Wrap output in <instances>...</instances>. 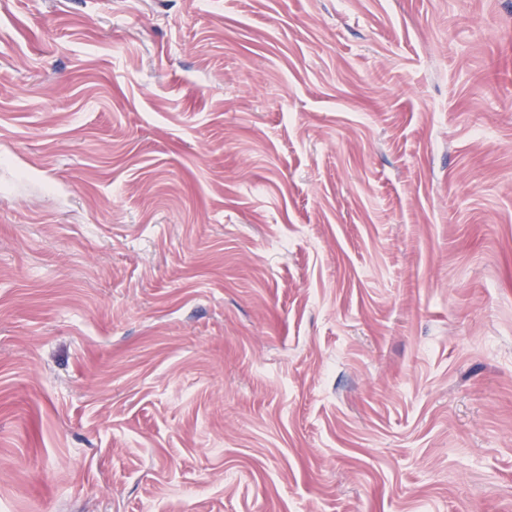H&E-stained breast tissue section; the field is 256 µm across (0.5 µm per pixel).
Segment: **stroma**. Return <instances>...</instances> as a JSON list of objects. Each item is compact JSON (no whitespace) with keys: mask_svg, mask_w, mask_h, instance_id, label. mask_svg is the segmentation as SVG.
Masks as SVG:
<instances>
[{"mask_svg":"<svg viewBox=\"0 0 512 512\" xmlns=\"http://www.w3.org/2000/svg\"><path fill=\"white\" fill-rule=\"evenodd\" d=\"M0 512H512V0H0Z\"/></svg>","mask_w":512,"mask_h":512,"instance_id":"stroma-1","label":"stroma"}]
</instances>
